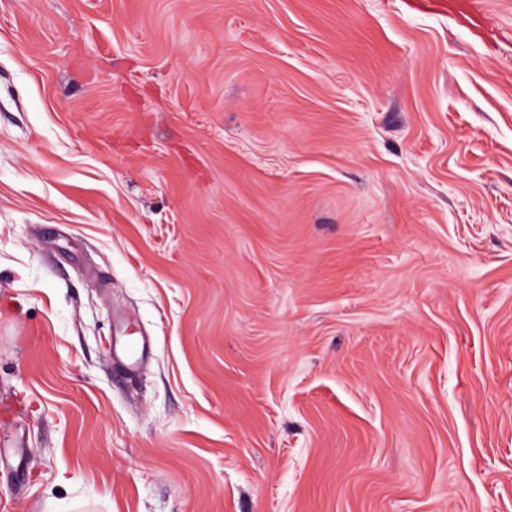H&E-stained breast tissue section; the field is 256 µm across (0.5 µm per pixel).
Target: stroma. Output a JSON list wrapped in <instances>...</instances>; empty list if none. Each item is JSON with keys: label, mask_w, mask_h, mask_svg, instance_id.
Segmentation results:
<instances>
[{"label": "stroma", "mask_w": 512, "mask_h": 512, "mask_svg": "<svg viewBox=\"0 0 512 512\" xmlns=\"http://www.w3.org/2000/svg\"><path fill=\"white\" fill-rule=\"evenodd\" d=\"M466 2L0 0V512H512V0ZM146 349L144 341L133 344L127 339V335L115 336L112 347L114 354H120L131 368H137L141 364L146 354Z\"/></svg>", "instance_id": "1"}]
</instances>
